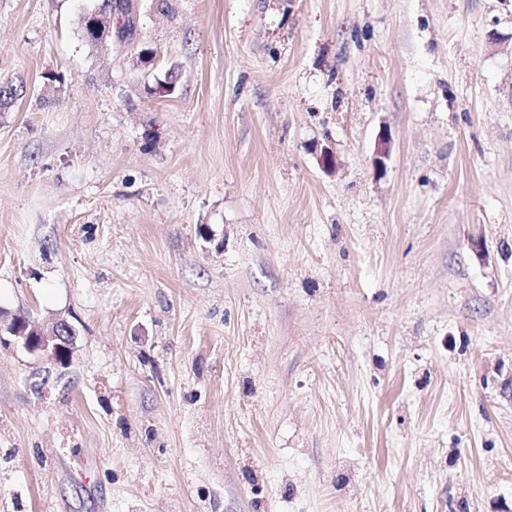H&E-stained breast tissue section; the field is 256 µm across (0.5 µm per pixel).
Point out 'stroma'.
<instances>
[{
  "mask_svg": "<svg viewBox=\"0 0 512 512\" xmlns=\"http://www.w3.org/2000/svg\"><path fill=\"white\" fill-rule=\"evenodd\" d=\"M100 4L0 0V512H512V0ZM129 7H127L128 13L123 9V1H112L103 0L101 7L88 15L85 19V27L87 35L92 40H98L104 43H114L113 34V18L115 15H121L123 18V24L118 29H115V42L122 43L130 35L131 28L133 31L136 28L137 15L133 8L132 0H129ZM124 4V5H123ZM83 37L87 40L86 32L81 24ZM70 323L66 319L53 322H40L27 314H14L4 318L0 310V341L4 334L11 338L25 352L38 362L61 365L67 364L72 355L74 336H65V329Z\"/></svg>",
  "mask_w": 512,
  "mask_h": 512,
  "instance_id": "1",
  "label": "stroma"
}]
</instances>
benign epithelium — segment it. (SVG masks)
Instances as JSON below:
<instances>
[{"label":"benign epithelium","instance_id":"obj_1","mask_svg":"<svg viewBox=\"0 0 512 512\" xmlns=\"http://www.w3.org/2000/svg\"><path fill=\"white\" fill-rule=\"evenodd\" d=\"M120 15L123 24L113 29V18ZM137 15L133 7H123L121 0H102L101 7L85 19L87 35L102 43H122L136 28ZM70 323L61 318L53 322H40L27 314H14L9 318L0 313V341L7 335L38 362L60 365L69 362L74 337L65 335Z\"/></svg>","mask_w":512,"mask_h":512}]
</instances>
